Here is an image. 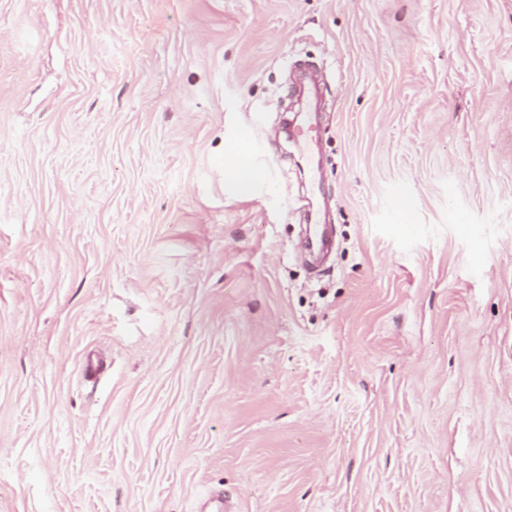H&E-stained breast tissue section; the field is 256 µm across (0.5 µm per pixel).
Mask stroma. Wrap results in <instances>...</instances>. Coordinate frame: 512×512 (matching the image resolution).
<instances>
[{
    "label": "stroma",
    "instance_id": "1",
    "mask_svg": "<svg viewBox=\"0 0 512 512\" xmlns=\"http://www.w3.org/2000/svg\"><path fill=\"white\" fill-rule=\"evenodd\" d=\"M214 490L512 512V0H0V512ZM264 174L251 167L242 156L224 167V183L237 194H247L263 181Z\"/></svg>",
    "mask_w": 512,
    "mask_h": 512
}]
</instances>
